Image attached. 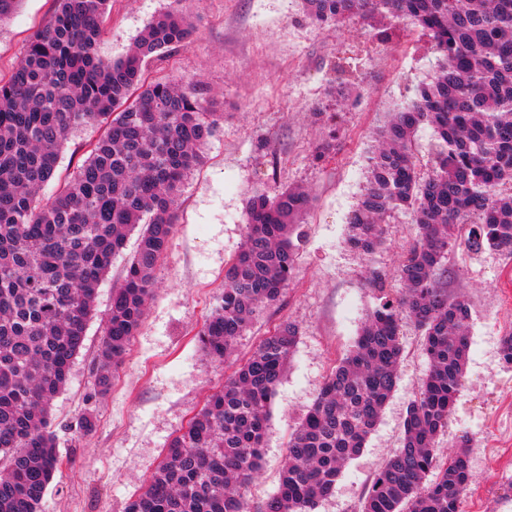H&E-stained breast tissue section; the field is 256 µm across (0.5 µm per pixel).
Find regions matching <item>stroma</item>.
<instances>
[{
    "label": "stroma",
    "mask_w": 512,
    "mask_h": 512,
    "mask_svg": "<svg viewBox=\"0 0 512 512\" xmlns=\"http://www.w3.org/2000/svg\"><path fill=\"white\" fill-rule=\"evenodd\" d=\"M169 0H112L98 45L105 61L126 55L147 23ZM54 0H21L0 23V72L21 57L30 34L46 23ZM196 31L190 44L150 75L194 80L201 97L224 120L202 147L203 163L185 181L177 227L156 272L157 287L112 386L95 396V374L112 284L128 260L119 255L100 288L84 347L65 388L52 402L51 426L61 466L42 512H125L162 460L170 437L220 389L236 360L248 356L281 322L299 335L273 399L260 469L248 489L250 505L276 492L291 429L344 356L376 303L369 286L379 271L399 295L397 268L418 228L408 214L387 224L372 255L346 245L347 222L366 185L369 157L390 111L409 102L433 72L436 56L407 22L383 40L378 23L310 20L301 0H183ZM336 146L321 161L313 153L328 131ZM310 192L299 260L280 301L256 311L237 337L233 359H211L197 333L224 289V270L245 233L253 192L286 187ZM448 293L469 305V351L464 384L439 456L469 433L472 481L461 512H512V471L490 482L484 450L512 449V367L500 360V340L512 331V255L461 249L448 259ZM405 358L398 386L362 453L351 460L332 497L317 512H357L386 459L400 448L406 409L428 364L418 332L402 327ZM92 412L95 425L77 421Z\"/></svg>",
    "instance_id": "1"
}]
</instances>
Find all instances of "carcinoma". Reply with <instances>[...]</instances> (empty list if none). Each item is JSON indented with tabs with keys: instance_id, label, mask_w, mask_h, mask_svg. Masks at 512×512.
I'll return each instance as SVG.
<instances>
[{
	"instance_id": "obj_1",
	"label": "carcinoma",
	"mask_w": 512,
	"mask_h": 512,
	"mask_svg": "<svg viewBox=\"0 0 512 512\" xmlns=\"http://www.w3.org/2000/svg\"><path fill=\"white\" fill-rule=\"evenodd\" d=\"M110 0H55L16 67L0 73V512H40L59 471L50 405L83 347L96 294L112 260L137 234L112 289L99 350L96 394L111 385L143 320L156 269L175 230L181 186L200 146L224 121L191 82L150 78L191 41L182 0L156 15L120 60L98 55ZM319 23L356 14L410 20L438 54L431 79L392 114L370 157L367 186L349 217L347 245H382L386 221L413 215L419 234L398 268L405 291L379 297L345 357L333 366L290 434L279 487L259 512H316L342 468L358 456L398 384L402 322L414 323L428 363L410 403L402 448L386 461L360 512H460L473 438L444 459L465 379L470 309L448 295L449 251L512 252V0H303ZM102 133L52 196L71 132ZM428 125L439 142L430 166L415 157ZM308 193L256 192L242 249L224 275L218 304L198 333L204 352L226 359L256 309L279 301L298 263L295 219ZM297 338L283 322L210 395L167 443L165 456L126 512H251L267 419Z\"/></svg>"
}]
</instances>
